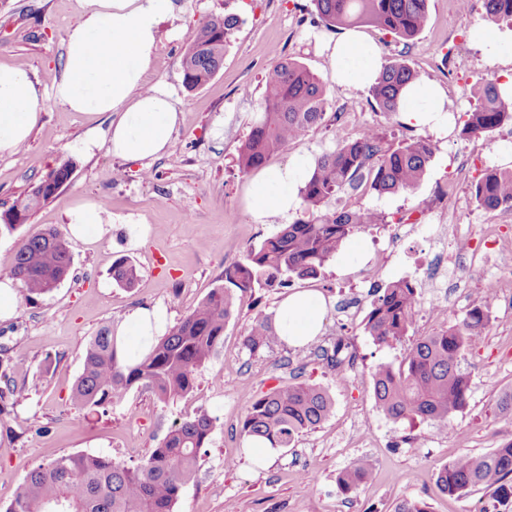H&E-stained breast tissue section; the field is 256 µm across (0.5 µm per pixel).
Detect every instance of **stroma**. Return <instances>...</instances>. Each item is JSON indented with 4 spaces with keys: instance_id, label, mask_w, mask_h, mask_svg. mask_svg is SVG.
<instances>
[{
    "instance_id": "35a3bbf8",
    "label": "stroma",
    "mask_w": 512,
    "mask_h": 512,
    "mask_svg": "<svg viewBox=\"0 0 512 512\" xmlns=\"http://www.w3.org/2000/svg\"><path fill=\"white\" fill-rule=\"evenodd\" d=\"M460 14L454 0H429V19L409 44L377 28L362 32L384 60L405 57L420 77L439 83L452 121L446 133L408 126L403 117L372 108L367 94L351 95L332 83L322 52L330 31L313 0H177L179 9L161 25L157 55L146 85L170 93L183 113L167 152L158 159L127 161L108 150L109 117L89 120L54 103L50 90L63 69V41L77 20L76 0H0V62L28 68L45 96L41 120L14 155L0 157V210L67 159L76 167L58 195L35 210L16 231L0 234V272L14 262L18 242L51 227L69 240L73 264L68 278L51 293L18 298L14 315L0 320V505L9 503L23 478L43 461L47 449L62 454L106 455L139 463L175 422L198 414L216 420L210 444L199 453L195 479L187 484L176 512H393L402 498L427 503L430 512H478L489 499L483 489L456 499L436 485L440 467L463 454L480 455L512 438V421L500 419L496 403L512 391V291L489 310V323L463 366L471 374L467 408L455 416V435L427 424L396 426L374 406L370 372L378 363H399L416 339L459 322L480 296L482 279L496 273L489 261V228L512 243V210L478 208L469 191L500 154L512 152V125L492 138L462 137L461 117L478 97L480 81L512 80V58L489 61L477 35L491 32L512 40V30L488 20L483 0H472ZM236 14L240 25L224 54V64L201 89L186 91L180 60L185 46L213 15ZM294 59L326 83L330 105L321 125L267 165H283L299 152L320 156L355 139L371 125L395 138L424 137L434 146L427 173L412 191L352 197L355 205L386 214L388 221L355 233L314 280H293L292 289H314L327 301L315 344L290 347L274 341L249 353L243 339L257 313L274 314L283 291L259 290L237 298L224 328V344L202 369L187 397L163 403L151 392L132 389L122 403L89 413L72 404L92 336L117 325L133 309L158 307L176 324L223 283L225 267L241 261L246 247L278 228L258 223L245 206L253 175L241 171L238 149L250 130L263 94L262 79L275 55ZM107 201L113 229L102 239H71L68 211L81 200ZM440 227L448 250L473 253L462 268L456 300L441 315H416L400 343L379 346L366 336L362 320L373 288L401 278L425 293L424 268L436 253L426 234L402 237L390 245L398 220ZM237 250H229V243ZM121 257L139 270L134 288L118 286L112 265ZM350 338L358 368L348 376L322 367L316 346ZM306 381L325 388L335 401L332 415L300 434L294 448L279 452L265 469L253 464L239 422L249 402L271 388ZM14 393H6V383ZM239 465L229 471L227 457ZM318 459L313 484L298 473ZM361 461L370 482L356 497L339 493L336 475Z\"/></svg>"
}]
</instances>
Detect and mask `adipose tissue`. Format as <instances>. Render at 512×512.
Listing matches in <instances>:
<instances>
[{"label": "adipose tissue", "instance_id": "obj_1", "mask_svg": "<svg viewBox=\"0 0 512 512\" xmlns=\"http://www.w3.org/2000/svg\"><path fill=\"white\" fill-rule=\"evenodd\" d=\"M174 0H77L78 22L64 40L65 62L52 87L55 103L91 117L112 120L108 149L128 161L161 157L182 119L175 100L165 91L146 89L144 75L160 42L159 22L173 15ZM331 78L352 94L366 92L383 69L376 46L351 29L324 43ZM41 90L18 63H0V156L15 154L40 121ZM446 95L429 80L408 84L400 108L407 123L438 132L448 128ZM310 167L308 155L261 170L250 182L245 205L259 220L285 215L299 205L296 188ZM105 211L95 201L74 204L69 215L75 239L102 237L107 231ZM327 311L324 297L313 290L286 296L274 316L280 339L304 346L321 332ZM167 317L155 308L133 311L115 334L125 351L134 353L166 331Z\"/></svg>", "mask_w": 512, "mask_h": 512}]
</instances>
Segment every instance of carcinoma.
<instances>
[{"mask_svg":"<svg viewBox=\"0 0 512 512\" xmlns=\"http://www.w3.org/2000/svg\"><path fill=\"white\" fill-rule=\"evenodd\" d=\"M327 28L369 23L397 40L416 38L428 22V0H314ZM496 22L512 26V0H483ZM233 14L210 17L197 31L181 58L183 85L193 91L205 86L221 69L224 52L238 27ZM418 79L403 58L385 64L369 89L373 107L396 114L402 89ZM257 117L238 150L244 172L262 166L267 157L285 149L321 124L329 106L325 84L304 65L284 57L265 73ZM512 125V92L487 80L481 96L464 113L460 135L488 138ZM433 156L430 141L417 137L397 142L369 127L357 139L345 141L316 158L299 189L300 217L283 224L272 236L246 249L243 261L224 268V285L211 289L201 303L139 355L119 353L114 330L106 327L86 347L83 370L73 389L74 404L97 412L125 398L134 387L149 389L160 401L185 397L197 387L201 369L224 343V327L234 308L233 291L278 290L292 279L319 277L343 244L361 228L387 223V216L344 200L350 193L395 194L416 188ZM68 159L32 183L7 211L27 221L40 205L55 197L52 184L73 172ZM472 195L487 211L512 210V168L490 167L472 185ZM335 203L333 211L323 207ZM72 256L59 233L48 227L24 237L8 275L19 281L26 299L46 295L69 275ZM113 280L132 288L137 267L127 258L112 266ZM491 297L483 296L461 321L420 337L394 366L379 363L371 371L376 409L394 423L430 422L448 428L468 406L470 373L462 362L489 322ZM417 291L407 280L390 282L375 291L364 319L373 342L390 346L408 336L415 321ZM276 333L272 317H254L244 346L251 353L270 345ZM335 403L320 386L288 382L254 398L246 409L240 433L263 438L276 449L293 447L299 434L313 430L333 413ZM213 419L201 414L175 424L150 455L129 467L109 457L87 453L60 454L48 450L44 463L30 471L3 512H175L183 488L196 474L199 450L210 442ZM371 470L362 462L336 476L338 490L355 497ZM442 491L462 497L474 487L490 491L480 512H501L512 504V439L492 451L461 455L441 467Z\"/></svg>","mask_w":512,"mask_h":512,"instance_id":"carcinoma-1","label":"carcinoma"}]
</instances>
